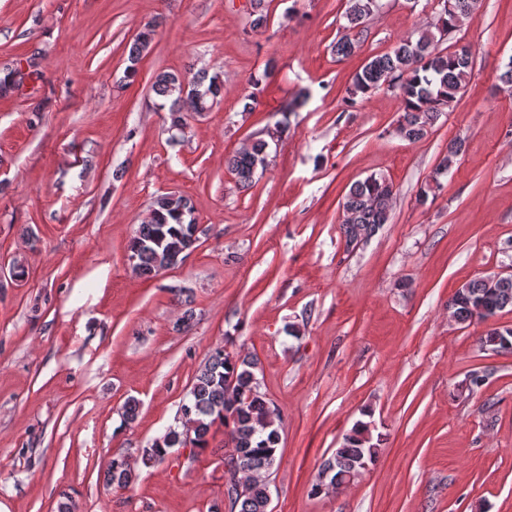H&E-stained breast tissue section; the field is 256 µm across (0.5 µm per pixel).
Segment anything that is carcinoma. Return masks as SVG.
Wrapping results in <instances>:
<instances>
[{"label": "carcinoma", "instance_id": "1", "mask_svg": "<svg viewBox=\"0 0 512 512\" xmlns=\"http://www.w3.org/2000/svg\"><path fill=\"white\" fill-rule=\"evenodd\" d=\"M480 7L481 0H444L443 9L430 27L418 31L415 38L400 39L390 51L367 60L352 78L348 103L353 105L385 86L392 88L399 92L403 105L397 128L400 137L411 143L426 138L446 110L463 95L474 63L470 46L456 45L446 50L439 48V44L458 30V20L475 17ZM378 9L379 0H346L343 34L333 45L336 55L348 56L354 52L363 39L367 19ZM152 36L153 29L148 24L129 44L126 80L136 79L138 64ZM269 74L270 68L266 67L250 78L254 91L243 97V111L253 110L257 103L256 90ZM152 90L160 99L157 108H167L176 114L172 127L179 130L183 127L179 112L186 106L192 112L209 111L224 94V82L217 74L199 72L188 78L178 72L160 71L154 76ZM287 130L288 124L278 121L229 158L228 170L237 184L248 187L253 183L257 170L268 164L269 142L281 139ZM461 151L462 141L450 143L448 154L440 160L431 180L419 188L416 196L419 204H426L435 194L439 177L448 172ZM394 194L393 184L383 175L371 174L351 185L342 204L341 232L346 246L370 237L388 223ZM194 212L191 199L183 195H162L154 201V220L139 225L130 244L132 269L138 276L154 277L184 259V253L196 243L192 231ZM450 306L461 323L495 316L502 309L512 307V276L493 288L487 287L482 278L473 280L453 296ZM256 368L257 360L252 356L236 355L222 346L215 348L195 376L191 399L180 407L185 422L193 425L194 448H207V436L212 426L219 423L224 426L225 447L231 449L237 472L256 475L244 494L231 499L232 509L238 512H267V486L257 475L274 466L280 444L279 419L266 394L260 391ZM182 443V431L170 427L151 447L143 449V457L159 462ZM378 451L379 443L373 441L368 424L360 421L324 461V466L331 469L330 479L342 486L362 472L359 461L373 463ZM134 477L126 454L116 453L106 482L127 487Z\"/></svg>", "mask_w": 512, "mask_h": 512}]
</instances>
